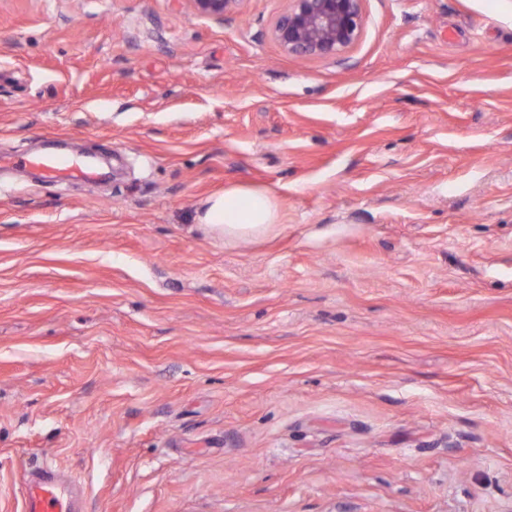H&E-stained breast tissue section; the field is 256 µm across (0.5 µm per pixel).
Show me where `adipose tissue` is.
Wrapping results in <instances>:
<instances>
[{
    "instance_id": "adipose-tissue-1",
    "label": "adipose tissue",
    "mask_w": 512,
    "mask_h": 512,
    "mask_svg": "<svg viewBox=\"0 0 512 512\" xmlns=\"http://www.w3.org/2000/svg\"><path fill=\"white\" fill-rule=\"evenodd\" d=\"M281 210V200L268 188L238 183L207 197L197 212V221L219 237H258L279 224Z\"/></svg>"
}]
</instances>
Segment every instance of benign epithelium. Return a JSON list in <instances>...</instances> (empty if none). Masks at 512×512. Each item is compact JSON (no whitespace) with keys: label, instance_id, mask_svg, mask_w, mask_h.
<instances>
[{"label":"benign epithelium","instance_id":"7a95c632","mask_svg":"<svg viewBox=\"0 0 512 512\" xmlns=\"http://www.w3.org/2000/svg\"><path fill=\"white\" fill-rule=\"evenodd\" d=\"M193 16L218 22L238 12L243 0H186ZM362 0H288L272 27L281 49L302 59L336 57L361 37Z\"/></svg>","mask_w":512,"mask_h":512}]
</instances>
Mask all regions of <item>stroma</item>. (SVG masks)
<instances>
[{
    "label": "stroma",
    "mask_w": 512,
    "mask_h": 512,
    "mask_svg": "<svg viewBox=\"0 0 512 512\" xmlns=\"http://www.w3.org/2000/svg\"><path fill=\"white\" fill-rule=\"evenodd\" d=\"M0 0V512H512V0ZM231 183L283 220L196 221ZM244 0H186L194 17L224 22L238 12ZM272 27L281 49L302 59L336 57L361 37L362 0H288ZM8 163L35 166L50 180L90 179L98 175L96 168L83 157L74 155L44 154L35 157L10 158ZM281 210V200L268 188L238 183L207 197L196 219L216 236L240 239L268 234L281 224ZM25 512H73L74 503L59 491L47 469L31 472L25 479Z\"/></svg>",
    "instance_id": "obj_1"
}]
</instances>
